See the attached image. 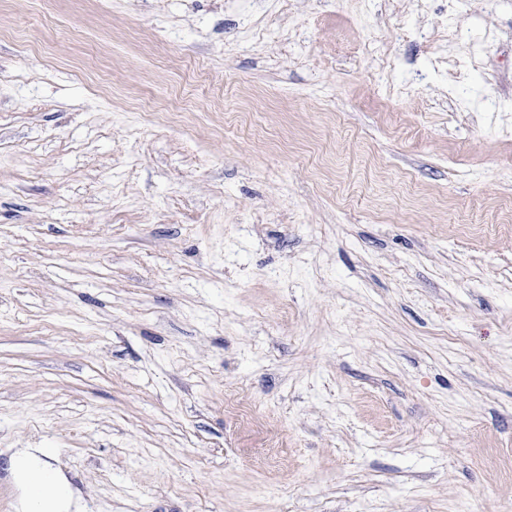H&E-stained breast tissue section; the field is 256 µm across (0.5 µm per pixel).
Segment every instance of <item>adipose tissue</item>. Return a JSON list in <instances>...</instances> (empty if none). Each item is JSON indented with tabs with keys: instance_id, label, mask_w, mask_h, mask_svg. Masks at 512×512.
Listing matches in <instances>:
<instances>
[{
	"instance_id": "ef3b65f1",
	"label": "adipose tissue",
	"mask_w": 512,
	"mask_h": 512,
	"mask_svg": "<svg viewBox=\"0 0 512 512\" xmlns=\"http://www.w3.org/2000/svg\"><path fill=\"white\" fill-rule=\"evenodd\" d=\"M49 452L40 448L36 452H20L12 461L14 473L23 484H30L32 477L41 481L40 494H26L24 508L37 512H71L74 492L65 477L48 461Z\"/></svg>"
}]
</instances>
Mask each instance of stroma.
Masks as SVG:
<instances>
[{
    "label": "stroma",
    "instance_id": "35a3bbf8",
    "mask_svg": "<svg viewBox=\"0 0 512 512\" xmlns=\"http://www.w3.org/2000/svg\"><path fill=\"white\" fill-rule=\"evenodd\" d=\"M21 448L83 512H512V0H0V512Z\"/></svg>",
    "mask_w": 512,
    "mask_h": 512
}]
</instances>
